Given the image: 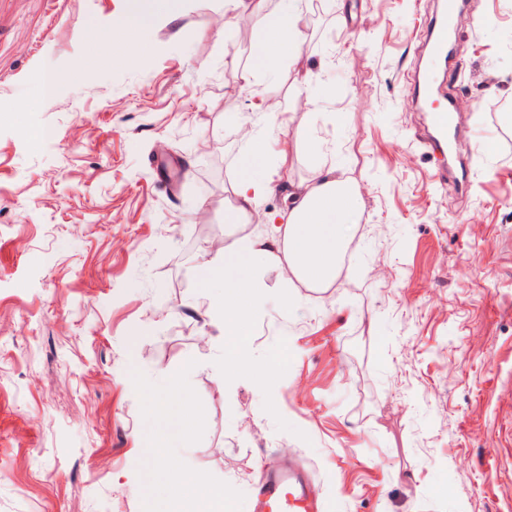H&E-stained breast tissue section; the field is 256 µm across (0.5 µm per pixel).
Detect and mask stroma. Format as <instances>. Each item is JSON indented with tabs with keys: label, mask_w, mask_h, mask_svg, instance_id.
<instances>
[{
	"label": "stroma",
	"mask_w": 512,
	"mask_h": 512,
	"mask_svg": "<svg viewBox=\"0 0 512 512\" xmlns=\"http://www.w3.org/2000/svg\"><path fill=\"white\" fill-rule=\"evenodd\" d=\"M335 2L306 22L298 108L287 65L242 86L258 29L224 0H176L135 64L98 46L129 0H0V512H200L210 492L249 512L259 464L287 460L326 512H512V0L454 29L448 94L470 107L451 160L406 101L437 0ZM249 115L277 189L246 232L275 235L279 184L334 162L365 206L331 287L265 269L258 368L228 378L202 228L239 232ZM183 373L180 493L145 472L152 400Z\"/></svg>",
	"instance_id": "35a3bbf8"
}]
</instances>
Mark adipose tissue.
I'll return each instance as SVG.
<instances>
[{"mask_svg":"<svg viewBox=\"0 0 512 512\" xmlns=\"http://www.w3.org/2000/svg\"><path fill=\"white\" fill-rule=\"evenodd\" d=\"M305 0H225V10L234 17L255 19L260 32L253 44L252 66L241 74L250 82L258 71L271 73L286 62L297 74V94H304L314 75L302 63L301 47L306 39L303 25ZM169 0H131L127 14L102 38L103 47L120 45L128 60L142 53L140 32L158 14L169 12ZM243 174L233 190L224 215L232 226L250 223L260 198L272 191L267 170V135L251 127L244 135ZM288 210L282 214L279 235L270 237L246 234L237 237L200 266L203 283L224 284V300L213 312L224 334L226 364L240 370L253 366L249 326L262 310L264 283L262 266L286 264L303 282L324 285L333 281L349 239L356 215L364 207L357 185L345 178L342 167L333 165L311 183L282 186ZM154 425L151 443L154 466L148 479L169 475L164 451L186 438L193 425V414L184 400L168 395L154 399L150 413Z\"/></svg>","mask_w":512,"mask_h":512,"instance_id":"1","label":"adipose tissue"}]
</instances>
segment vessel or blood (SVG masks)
<instances>
[{
  "label": "vessel or blood",
  "mask_w": 512,
  "mask_h": 512,
  "mask_svg": "<svg viewBox=\"0 0 512 512\" xmlns=\"http://www.w3.org/2000/svg\"><path fill=\"white\" fill-rule=\"evenodd\" d=\"M455 22L456 0H443L427 35V45L434 55L447 52L448 28ZM408 97L428 112L430 124L435 129L445 133L457 128L463 106L456 99L444 97L433 72L415 73L408 83ZM250 512H325V505L301 468H263L254 486Z\"/></svg>",
  "instance_id": "obj_1"
}]
</instances>
